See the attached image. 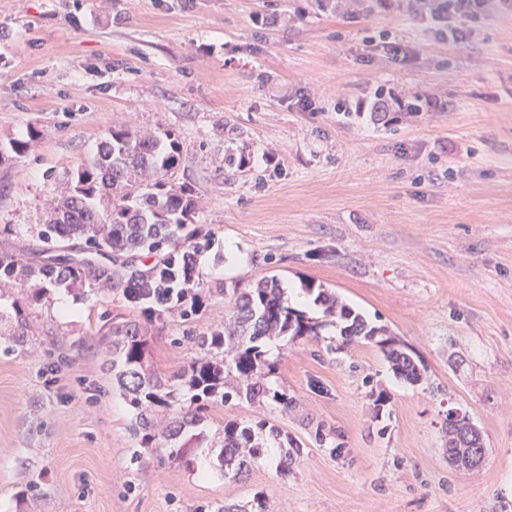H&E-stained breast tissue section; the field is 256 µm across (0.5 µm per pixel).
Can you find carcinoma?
I'll list each match as a JSON object with an SVG mask.
<instances>
[{
  "label": "carcinoma",
  "mask_w": 512,
  "mask_h": 512,
  "mask_svg": "<svg viewBox=\"0 0 512 512\" xmlns=\"http://www.w3.org/2000/svg\"><path fill=\"white\" fill-rule=\"evenodd\" d=\"M36 131L26 139H14L5 154L26 153ZM180 159V142L171 129L142 134L126 126H114L99 143L94 156L81 162L69 175L66 191L51 199L49 216L41 230L44 246L29 254L0 252V281L20 289L29 303H38L47 285L72 290L108 289L139 306L140 323L118 321L104 312L108 329L103 333L112 346V371L118 388L135 411V435L140 447L159 457L192 464L191 449L199 447L191 436L175 442L182 427L206 418L215 403L235 396L252 405L275 404L283 409L292 400L266 383L275 363L269 361L263 344L277 338L319 339L321 330L341 321L346 341L373 340L385 330L368 323L342 304L331 290L319 287L314 304L324 309L325 321H317L288 305L277 278L265 276L242 288L237 283L219 289L232 316L208 336L197 338V355L189 362L179 382L163 378L148 363L149 337L143 323H151L166 312L185 320L199 310L203 283L197 274V256L202 248L196 234L186 231L194 223L196 197L186 185H177L169 172ZM81 240L83 249L110 255L99 271L89 274L74 260L47 263L39 260L70 248ZM152 254L155 262L141 270L127 267L128 257ZM394 373L410 382L421 379L414 359L396 347L391 337L378 341ZM268 431L271 439L263 438ZM280 448L290 439L266 422L255 426L237 421L224 423V444L215 467L225 471L236 466L240 474L268 453L269 441Z\"/></svg>",
  "instance_id": "obj_1"
}]
</instances>
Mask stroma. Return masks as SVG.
Returning a JSON list of instances; mask_svg holds the SVG:
<instances>
[{
	"label": "stroma",
	"instance_id": "35a3bbf8",
	"mask_svg": "<svg viewBox=\"0 0 512 512\" xmlns=\"http://www.w3.org/2000/svg\"><path fill=\"white\" fill-rule=\"evenodd\" d=\"M434 5L0 0V144L38 132L0 163V251L41 247L52 190L109 129H172L204 292L191 319L149 326L157 372L175 378L223 324L220 287L273 275L335 291L423 373L396 376L376 341L333 327L268 341V385L291 407L213 405L189 467L141 449L112 385L100 315L139 308L61 287L19 316L0 283V512H197L258 493L265 512H512V0L450 17L473 32L461 45ZM395 95L442 107L376 111ZM452 408L484 436L476 469L448 459ZM262 419L295 444L287 475L277 448L213 470L225 422Z\"/></svg>",
	"mask_w": 512,
	"mask_h": 512
}]
</instances>
